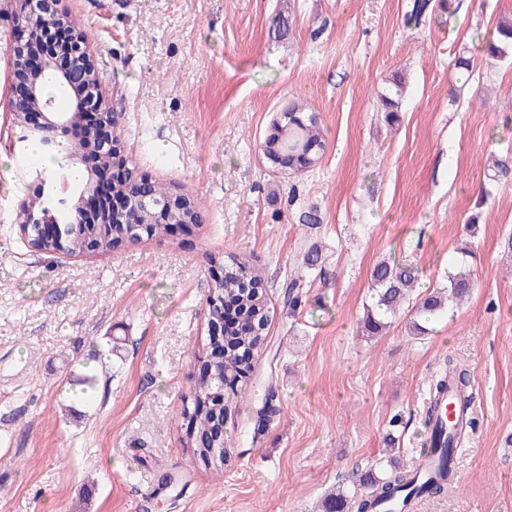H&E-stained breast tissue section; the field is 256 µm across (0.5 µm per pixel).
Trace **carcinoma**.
Returning a JSON list of instances; mask_svg holds the SVG:
<instances>
[{
	"instance_id": "1",
	"label": "carcinoma",
	"mask_w": 512,
	"mask_h": 512,
	"mask_svg": "<svg viewBox=\"0 0 512 512\" xmlns=\"http://www.w3.org/2000/svg\"><path fill=\"white\" fill-rule=\"evenodd\" d=\"M431 0H412L406 13V23L419 26L431 14ZM484 56L500 60L512 58V19L497 24L495 30L485 37L480 45ZM384 119L388 124L399 121V100L381 97ZM324 128L315 112L300 98H294L285 106V111L274 113L262 147L267 154L279 158L278 169L291 175H302L314 168L326 149ZM490 170L493 180L512 181V160L494 158ZM128 225L112 224V237L98 238V251L112 250V238L125 234ZM319 251L310 247L303 255L298 274L283 284V303L288 312H293L299 303L301 289L307 279L318 269ZM224 279L211 283L216 296H224V308L239 313V318L224 324V341L213 337L208 344L218 354L224 356V376L213 387L224 385V407H216V399L211 390L197 385L194 389L192 407L184 410L188 420L187 439L193 448L198 462L205 466L221 467L224 464V434L220 414H231L245 382V374L251 371L254 358L262 355L267 347V330L270 320L269 298L264 278L250 260L230 256L223 260ZM371 292L374 308L367 311L363 320L362 332L367 336L382 333L390 326L394 317L406 303L415 309L423 320H428L445 307L457 305L469 296L474 281L469 270L461 267L448 274V285L428 288L413 294L416 276L408 263L381 262L371 271ZM471 371L453 358L445 363L444 374L434 383L431 394L439 397L452 393L458 407L466 411L470 405L468 388ZM427 421L432 424L429 457L433 470L419 474L415 470L390 466L382 476L376 477L372 471L355 475L353 495L347 496L340 489L327 493L321 501V512H345L348 504L356 507V512H379L382 504L396 501L403 505L412 498L442 493L454 479V459L456 444L464 430L448 422L446 417L432 407L427 411Z\"/></svg>"
}]
</instances>
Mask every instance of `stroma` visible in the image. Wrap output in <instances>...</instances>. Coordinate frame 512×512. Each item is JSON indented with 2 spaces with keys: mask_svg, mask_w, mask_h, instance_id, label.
<instances>
[{
  "mask_svg": "<svg viewBox=\"0 0 512 512\" xmlns=\"http://www.w3.org/2000/svg\"><path fill=\"white\" fill-rule=\"evenodd\" d=\"M409 0H60L78 23L121 152L189 191L192 234L92 256L41 254L16 217L40 179L14 147L10 89L19 0H0V512H317L387 457L412 467L447 358L469 365L476 426L447 492L413 512H512V186L487 158L512 149V63L475 53L512 0H451L407 28ZM406 95L389 128L380 101ZM302 96L327 131L301 176L268 169L270 116ZM318 210L319 224L301 215ZM475 230H468L470 217ZM470 239L476 288L422 336L398 317L362 336L370 273L408 260L443 285ZM323 271L287 312L304 248ZM265 276L272 321L221 470L195 462L182 418L206 352L210 255ZM277 408L260 422L265 400ZM396 440L385 454L386 437ZM173 484L162 488V476Z\"/></svg>",
  "mask_w": 512,
  "mask_h": 512,
  "instance_id": "obj_1",
  "label": "stroma"
}]
</instances>
